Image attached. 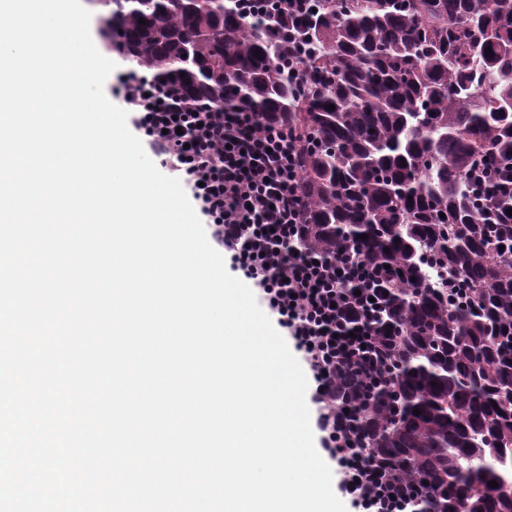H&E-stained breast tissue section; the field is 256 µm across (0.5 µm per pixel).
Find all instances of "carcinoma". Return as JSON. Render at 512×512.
Segmentation results:
<instances>
[{
    "label": "carcinoma",
    "mask_w": 512,
    "mask_h": 512,
    "mask_svg": "<svg viewBox=\"0 0 512 512\" xmlns=\"http://www.w3.org/2000/svg\"><path fill=\"white\" fill-rule=\"evenodd\" d=\"M108 2L139 71L295 135L300 245L358 259L382 295L391 374L372 390L349 370L336 396L414 512H512V225L481 223L466 180L512 157V0H319L300 84L235 0Z\"/></svg>",
    "instance_id": "cac0c4a2"
}]
</instances>
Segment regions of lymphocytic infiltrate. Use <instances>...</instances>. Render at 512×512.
<instances>
[{
  "instance_id": "1",
  "label": "lymphocytic infiltrate",
  "mask_w": 512,
  "mask_h": 512,
  "mask_svg": "<svg viewBox=\"0 0 512 512\" xmlns=\"http://www.w3.org/2000/svg\"><path fill=\"white\" fill-rule=\"evenodd\" d=\"M239 3L246 15L287 20L280 34L290 48V69L299 70L311 52L299 22L315 0ZM117 83L162 165L191 191L213 240L301 352L316 387L312 399L324 449L337 465L338 492L355 512H410V488L399 487L386 464L362 447L354 420L331 393L339 370H356L373 384L390 363L371 329L375 289L358 294L351 288L367 280L368 271L351 258L318 262L293 247L305 222L295 139L252 113L201 108L177 89L133 72L118 75ZM468 179L483 197L484 222L512 223V160L494 174L476 162Z\"/></svg>"
}]
</instances>
